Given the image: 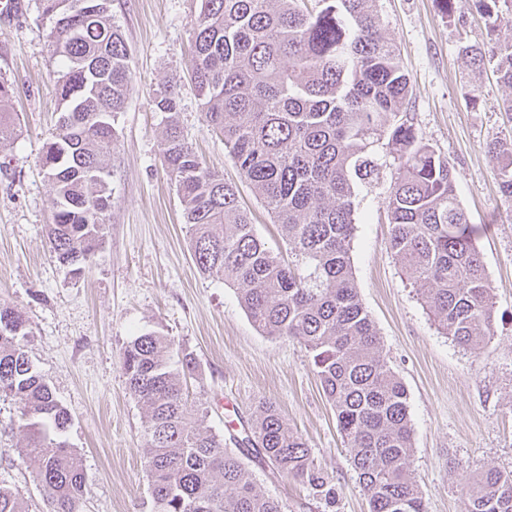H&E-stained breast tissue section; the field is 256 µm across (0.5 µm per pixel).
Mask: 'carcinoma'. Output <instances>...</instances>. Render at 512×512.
<instances>
[{"instance_id":"1","label":"carcinoma","mask_w":512,"mask_h":512,"mask_svg":"<svg viewBox=\"0 0 512 512\" xmlns=\"http://www.w3.org/2000/svg\"><path fill=\"white\" fill-rule=\"evenodd\" d=\"M375 0H202L192 32L191 79L208 126L224 137L246 181L280 224L294 260L257 236L237 187L209 170L181 133L179 93L154 96L165 114V166L174 179L199 271L237 290L263 334L311 354L336 411L370 512H427L410 472L413 428L407 390L390 368L355 283L350 255L359 192L379 179L389 150L398 176L385 197L390 248L421 293L438 329L481 350L493 336L492 286L476 230L457 198L452 167L408 120L411 89L395 48L379 33ZM487 36L512 26L508 0H475ZM50 23L61 132L43 147L54 193L48 242L57 262L79 272L102 243L109 204L107 157L131 89L130 56L112 22V0H38ZM480 72L486 53L465 48ZM498 80L512 88V44L499 45ZM12 84L0 81V149L16 137ZM500 192L512 200V140H495ZM27 319L0 302V395L14 400L42 512H81L87 494L75 450L62 440L71 416L25 351ZM127 388L145 407L143 437L152 512H282L243 461L254 448L279 473L327 503L336 483L278 407L263 402L224 439L189 409L184 381L193 353L159 332L125 347ZM464 512H512V474L488 468L460 484ZM0 512H22L0 484Z\"/></svg>"}]
</instances>
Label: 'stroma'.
Segmentation results:
<instances>
[{
  "mask_svg": "<svg viewBox=\"0 0 512 512\" xmlns=\"http://www.w3.org/2000/svg\"><path fill=\"white\" fill-rule=\"evenodd\" d=\"M200 6L201 0H112L134 88L113 122L106 234L78 275L56 261L47 238L55 195L41 151L59 132L49 25L37 0H23L21 18L0 23V77L13 85L20 123L13 144L0 151V301L25 315L28 355L72 417L64 438L81 459L89 489L82 512H151L146 411L129 393L121 366L127 343L150 331L193 352L189 404L206 409L205 428L219 435L239 430L259 402H275L316 465L334 475L338 495L329 505L299 480L247 456L258 488L283 512H368L310 353L296 341L262 335L235 289L202 275L192 261L175 184L162 165L165 117L153 104L167 85L179 91L187 141L207 167L236 184L267 247L289 255L279 225L203 119L190 71ZM376 8L381 34L397 46L410 80L414 127L453 168L493 287V338L480 351L459 346L439 331L389 248L383 201L390 173L361 190L351 258L383 352L407 389L410 469L427 512H462L465 477L486 468L512 472V201L501 195L486 151L494 138L512 139V116L503 110L512 88L497 82L493 59L480 74L466 67L465 47L489 42L473 0H453L448 13L439 0H377ZM16 415L14 401L0 397V484L17 493L24 512H41V493L18 456L23 438L10 427Z\"/></svg>",
  "mask_w": 512,
  "mask_h": 512,
  "instance_id": "1",
  "label": "stroma"
}]
</instances>
